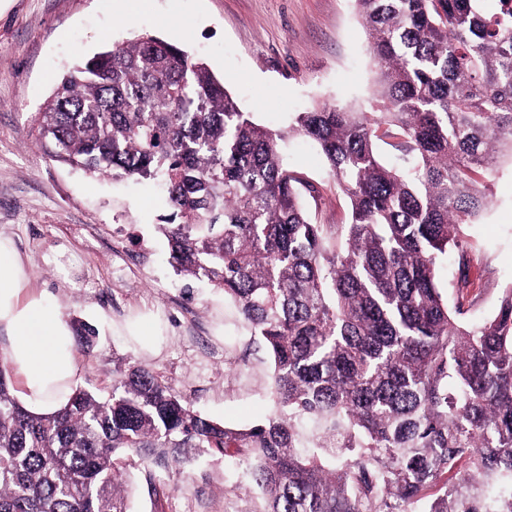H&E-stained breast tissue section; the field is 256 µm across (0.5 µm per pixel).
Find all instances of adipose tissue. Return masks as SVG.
<instances>
[{
  "mask_svg": "<svg viewBox=\"0 0 512 512\" xmlns=\"http://www.w3.org/2000/svg\"><path fill=\"white\" fill-rule=\"evenodd\" d=\"M29 275L8 242L0 240V330L20 379L18 398L34 414L63 407L82 380L72 333L50 308L46 294L29 293Z\"/></svg>",
  "mask_w": 512,
  "mask_h": 512,
  "instance_id": "1",
  "label": "adipose tissue"
}]
</instances>
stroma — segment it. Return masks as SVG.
<instances>
[{
	"instance_id": "stroma-1",
	"label": "stroma",
	"mask_w": 512,
	"mask_h": 512,
	"mask_svg": "<svg viewBox=\"0 0 512 512\" xmlns=\"http://www.w3.org/2000/svg\"><path fill=\"white\" fill-rule=\"evenodd\" d=\"M0 0V236L63 320L98 335L78 354L82 388L108 394L114 361L155 369L202 415L240 427L270 401L256 379L231 385L208 349L241 348L243 332L207 281L183 279L157 230L171 214L157 181L103 178L50 160L35 142L38 114L80 57L151 34L203 59L259 124L287 129L294 113L331 100L368 107L373 67L354 0ZM283 159L316 188L313 223L345 224L350 205L318 150L286 141ZM472 320L490 317L512 285V163L502 162L488 208L464 225ZM84 270L76 279L73 268ZM130 512H250L257 498L231 460L203 448L186 461L131 473Z\"/></svg>"
}]
</instances>
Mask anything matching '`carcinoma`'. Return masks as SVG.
<instances>
[{
  "label": "carcinoma",
  "mask_w": 512,
  "mask_h": 512,
  "mask_svg": "<svg viewBox=\"0 0 512 512\" xmlns=\"http://www.w3.org/2000/svg\"><path fill=\"white\" fill-rule=\"evenodd\" d=\"M370 109L323 100L288 131L152 35L63 75L36 142L91 175L160 179L171 265L224 292L262 353L273 408L230 428L121 361L105 397L49 415L14 397L0 355V512H129L126 475L205 448L244 467L252 512H512V286L468 321L478 284L461 226L512 161V10L478 0H355ZM311 139L347 224H315L281 142ZM393 140L397 161L378 143ZM457 257L455 298L441 272ZM77 348L95 328L72 319Z\"/></svg>",
  "instance_id": "1"
}]
</instances>
